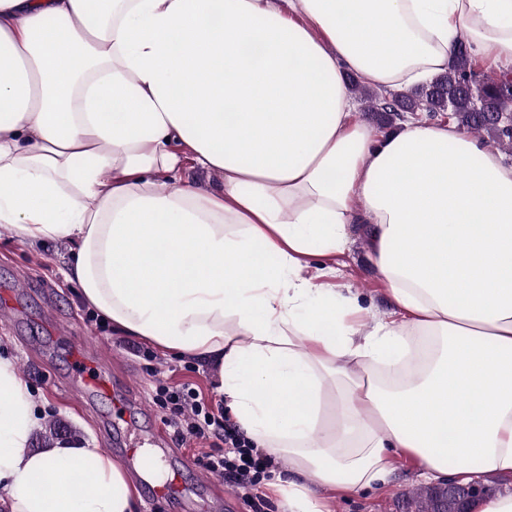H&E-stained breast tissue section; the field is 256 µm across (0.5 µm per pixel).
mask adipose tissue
Segmentation results:
<instances>
[{
    "mask_svg": "<svg viewBox=\"0 0 512 512\" xmlns=\"http://www.w3.org/2000/svg\"><path fill=\"white\" fill-rule=\"evenodd\" d=\"M462 41L512 68V0H0V234L72 243L90 310L208 362L288 512L399 454L512 474V164L452 123L378 131L345 81L425 84ZM188 160L218 189H166ZM354 224L394 319L322 283ZM39 423L0 356L8 512H134L120 461L31 450Z\"/></svg>",
    "mask_w": 512,
    "mask_h": 512,
    "instance_id": "1",
    "label": "adipose tissue"
}]
</instances>
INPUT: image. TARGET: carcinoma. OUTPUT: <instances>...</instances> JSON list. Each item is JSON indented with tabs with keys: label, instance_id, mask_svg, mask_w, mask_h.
Returning <instances> with one entry per match:
<instances>
[{
	"label": "carcinoma",
	"instance_id": "carcinoma-1",
	"mask_svg": "<svg viewBox=\"0 0 512 512\" xmlns=\"http://www.w3.org/2000/svg\"><path fill=\"white\" fill-rule=\"evenodd\" d=\"M351 92L370 104L371 111L448 113L450 119L502 149L512 150V131L497 113L512 102V75L479 77L472 67L470 51L463 44L455 48V60L448 71L414 91L391 97L372 92L357 81ZM495 488L481 485L473 492L451 488L424 487L410 496L411 512H469L471 502L491 496Z\"/></svg>",
	"mask_w": 512,
	"mask_h": 512
}]
</instances>
